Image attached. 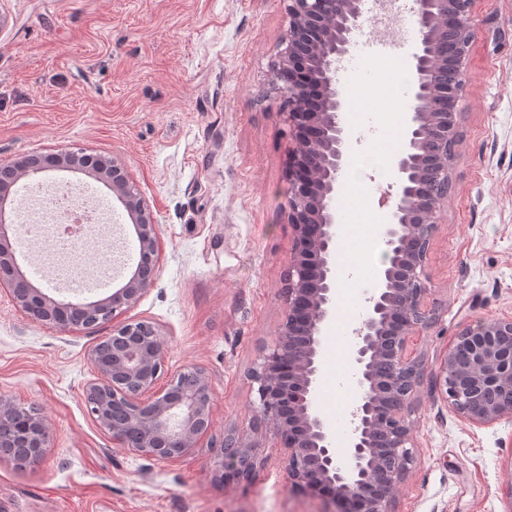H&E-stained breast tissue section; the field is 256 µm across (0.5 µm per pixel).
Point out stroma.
Returning <instances> with one entry per match:
<instances>
[{
    "instance_id": "stroma-1",
    "label": "stroma",
    "mask_w": 512,
    "mask_h": 512,
    "mask_svg": "<svg viewBox=\"0 0 512 512\" xmlns=\"http://www.w3.org/2000/svg\"><path fill=\"white\" fill-rule=\"evenodd\" d=\"M0 15V161L80 151L125 165L156 219L158 253L153 283L116 321L156 323L166 376L198 366L213 388L211 429L191 454L159 462L116 448L82 396L89 352L112 325L63 335L0 288V396L36 407L53 430L37 462L0 460V512H319V497L291 490L252 378L285 315L294 243L295 142L273 79L281 0H0ZM471 18L458 158L425 267L431 320L410 344L427 369L406 413L413 462L395 512H512V419L474 426L435 384L464 323L512 316V0H476ZM414 81L395 60L359 58L337 84L349 241L333 262L349 275L336 281L316 404L340 444L355 399L351 328L397 193L389 123L410 110ZM233 430L261 449L253 482L216 477L215 444Z\"/></svg>"
}]
</instances>
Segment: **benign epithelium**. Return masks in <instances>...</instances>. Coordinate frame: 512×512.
Here are the masks:
<instances>
[{"instance_id": "1", "label": "benign epithelium", "mask_w": 512, "mask_h": 512, "mask_svg": "<svg viewBox=\"0 0 512 512\" xmlns=\"http://www.w3.org/2000/svg\"><path fill=\"white\" fill-rule=\"evenodd\" d=\"M288 28L273 71L281 82L283 109L295 147L288 162L291 192L288 223L294 252L285 288L287 311L273 348L253 372L259 384L260 416L272 424L287 452L291 488L322 496L326 512H395L394 489L409 470L411 429L405 411L424 376L420 357L408 353L411 336L428 324L424 269L456 163L457 105L463 78L440 81L448 69L442 51L448 17L462 30L453 65L463 73L475 39V0H415L419 42L412 67L417 80L414 105L406 113V149L394 161L397 201L383 225L385 261L368 309L354 330L351 363L356 399L343 454L328 423L315 407L323 368L322 341L335 304L336 184L346 156V130L339 119L346 102L336 88V63L348 52L363 16L364 0H282ZM71 152L50 154L39 165L28 155L0 161V286L33 321L60 333L114 321L116 312L136 303L152 283L157 253L155 219L116 159L102 158L85 174L112 190L136 235L140 262L112 294L79 303L57 300L25 277L14 249L17 225L8 210L15 199L2 181L32 180L47 168L71 171ZM512 316L465 324L437 365L435 384L454 413L477 427L512 418ZM467 365H458L459 353ZM96 377L83 387L88 414L119 448L158 461L180 458L208 432L212 387L207 373L189 366L156 390L165 373L161 332L147 320L112 326L90 352ZM0 458L28 449L38 459L51 433L45 418L0 397ZM222 476L250 481L256 474L258 444L236 433L224 437Z\"/></svg>"}]
</instances>
